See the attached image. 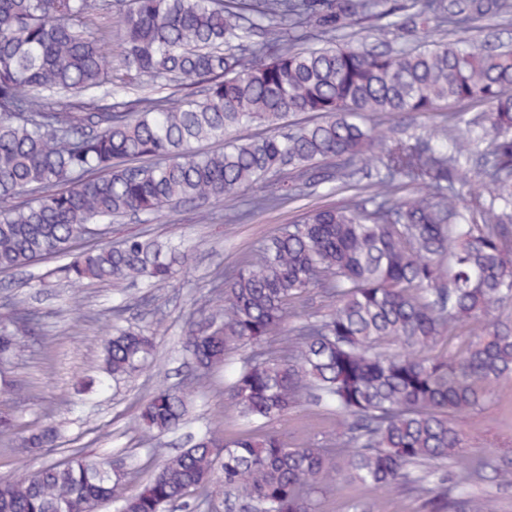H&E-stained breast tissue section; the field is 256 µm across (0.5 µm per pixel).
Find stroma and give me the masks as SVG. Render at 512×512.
Here are the masks:
<instances>
[{
	"instance_id": "1",
	"label": "stroma",
	"mask_w": 512,
	"mask_h": 512,
	"mask_svg": "<svg viewBox=\"0 0 512 512\" xmlns=\"http://www.w3.org/2000/svg\"><path fill=\"white\" fill-rule=\"evenodd\" d=\"M372 123L386 135L408 137L444 125L445 113L384 114ZM344 197L343 191L322 188L313 196L260 212L245 224H200L194 208L186 205L158 220L123 219L103 235L106 243L131 234L184 242L190 249L189 270L170 284L97 283L77 288L49 277V270L58 264L54 258L0 272V316L18 304L36 311L41 319L26 355L0 368L13 384L9 394L0 395V411L13 415L19 425L50 427L58 434L53 446L38 449L0 434V479L59 459L63 449L82 448L121 458L133 486L147 477L154 455L176 454L189 436L209 430L218 434L252 430V423L237 415L226 395L228 372L250 355V347L231 353L225 369L214 371L197 388L192 384L196 372L182 348L184 330L189 321L212 312L210 289L224 270L258 258L264 244L297 210L337 204ZM39 276L46 279L44 287H28L29 278ZM119 304L125 310L116 319L112 309ZM115 319L123 327L153 336L155 356L140 371L109 379L102 391L98 388L103 358L100 330ZM161 386L183 396L186 423L176 433L140 439L131 429V417ZM336 420L334 407L303 403L267 428L292 447L309 440L325 444L336 435ZM458 424L466 437L465 454L482 465L468 482V495L484 501L487 512H512V479L494 478L495 469H512V378L502 380L492 397L461 416ZM424 501V493L412 481L380 501L370 489L336 472L319 498L318 512H427Z\"/></svg>"
}]
</instances>
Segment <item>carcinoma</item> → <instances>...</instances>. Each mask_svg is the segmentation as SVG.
Instances as JSON below:
<instances>
[{"instance_id":"obj_1","label":"carcinoma","mask_w":512,"mask_h":512,"mask_svg":"<svg viewBox=\"0 0 512 512\" xmlns=\"http://www.w3.org/2000/svg\"><path fill=\"white\" fill-rule=\"evenodd\" d=\"M389 0H119L120 66L156 94L117 100L111 36L93 29L100 0H0V271L44 257L73 285L167 282L186 272L188 251L138 235L79 250L97 226L130 215L159 217L193 204L210 224H244L261 209L337 187L340 205L307 209L219 276L214 312L191 322L183 343L200 377L252 346L228 385L240 417L281 419L305 397L336 407L338 440L297 448L279 434L206 431L126 487L127 472L80 448L0 480V512H188L208 504L215 474L237 512H316L328 469L380 498L450 465L471 468L457 416L481 406L512 376V326L493 312L512 306V44L477 47L464 34L512 22V0H411L384 21ZM373 30V43L359 30ZM450 39L399 45L403 28ZM451 112L452 129L381 138L368 116ZM266 134L241 138L244 127ZM481 154L490 200L468 219L448 190L455 162ZM222 141L224 150L194 144ZM278 173L268 194L228 205ZM407 177L410 184L400 182ZM318 289L327 311L292 331V299ZM484 320L459 354L445 337ZM39 316L17 307L0 318V361L21 355ZM385 342L397 346L380 351ZM152 339L114 329L104 372L135 371ZM182 397L161 390L131 428L153 439L184 423ZM30 427L31 448L55 442ZM428 512H454L448 478L426 489Z\"/></svg>"}]
</instances>
